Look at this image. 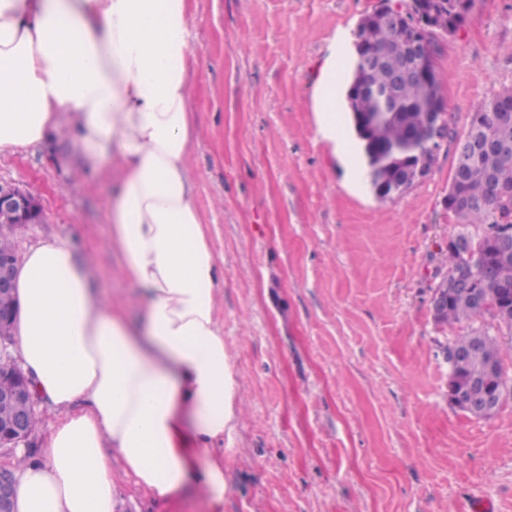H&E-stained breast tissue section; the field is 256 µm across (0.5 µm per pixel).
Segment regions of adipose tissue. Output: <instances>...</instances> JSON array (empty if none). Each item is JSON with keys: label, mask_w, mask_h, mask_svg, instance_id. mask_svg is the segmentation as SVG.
<instances>
[{"label": "adipose tissue", "mask_w": 512, "mask_h": 512, "mask_svg": "<svg viewBox=\"0 0 512 512\" xmlns=\"http://www.w3.org/2000/svg\"><path fill=\"white\" fill-rule=\"evenodd\" d=\"M190 17L189 0H0V156L68 125L115 179L112 245L140 298L129 318L70 238L23 253L13 354L49 416L40 452L11 457L15 512H114L122 476L215 508L230 489L239 383L188 165Z\"/></svg>", "instance_id": "1"}]
</instances>
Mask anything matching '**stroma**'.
Listing matches in <instances>:
<instances>
[{
    "label": "stroma",
    "instance_id": "35a3bbf8",
    "mask_svg": "<svg viewBox=\"0 0 512 512\" xmlns=\"http://www.w3.org/2000/svg\"><path fill=\"white\" fill-rule=\"evenodd\" d=\"M382 0H191L188 165L224 285L219 319L240 375L222 512H512V332L491 316L437 323L431 301L461 229L445 201L473 112L512 91V0H473L436 68L448 135L430 173L380 199L345 105L362 16ZM335 61V71L325 68ZM336 94L335 150L319 132ZM67 127L0 156V183L44 210L13 226L17 253L55 237L92 260L101 291L134 299L113 249L110 172L78 164ZM494 329L505 387L476 418L448 401L447 348ZM116 512H211L190 490L154 502L119 482Z\"/></svg>",
    "mask_w": 512,
    "mask_h": 512
}]
</instances>
